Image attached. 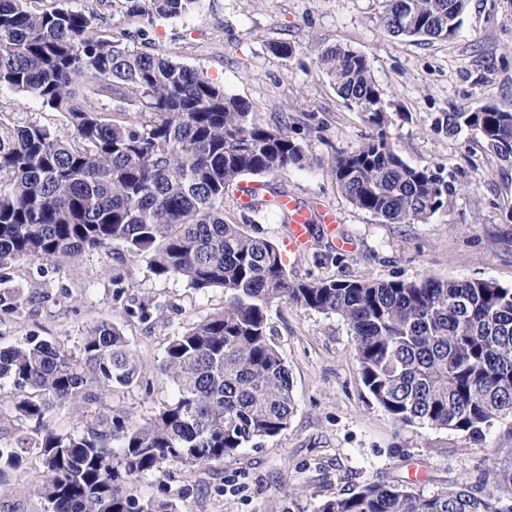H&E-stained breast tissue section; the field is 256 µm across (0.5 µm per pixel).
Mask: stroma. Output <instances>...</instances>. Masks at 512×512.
Instances as JSON below:
<instances>
[{"label": "stroma", "instance_id": "obj_1", "mask_svg": "<svg viewBox=\"0 0 512 512\" xmlns=\"http://www.w3.org/2000/svg\"><path fill=\"white\" fill-rule=\"evenodd\" d=\"M90 12L99 35L145 30L148 49L204 71L231 95L251 102L256 119L287 116L308 164L265 176L306 202L331 205L353 244L341 259L323 237L303 253L288 251V228L278 210L243 209L234 191L224 196V220L274 243L288 275L327 278L492 280L512 288V159L502 160L481 139L448 135L437 121L491 105L512 112V0H467L455 37L420 41L390 35L378 16L382 0H198L177 20L124 23L121 0H70ZM290 43L284 59L271 51ZM341 46L368 56L376 83L396 113L392 140L411 166L442 169L451 186L447 205L427 222L389 224L358 210L338 187L331 164L371 134L317 67L320 50ZM0 116L66 133L69 121L34 97L0 89ZM14 285L28 304L0 321V345L30 335L75 347L89 326L106 320L121 327L138 353L144 377L120 393H98L85 413L149 420L175 395L159 371L170 336L224 306V291L198 292L174 278H158L145 259L118 244L89 253L62 272L42 262L17 264ZM152 301L147 320L127 307ZM271 338L292 376L294 412L287 430L235 458L191 476L164 464L137 496L166 490L176 512H316L323 500L370 482L403 484L424 493L464 482L512 504V424L499 423L480 438L430 426H404L374 403L363 386L348 324L339 316L273 304ZM41 477L36 450L0 486L20 492L25 512H45L28 493Z\"/></svg>", "mask_w": 512, "mask_h": 512}]
</instances>
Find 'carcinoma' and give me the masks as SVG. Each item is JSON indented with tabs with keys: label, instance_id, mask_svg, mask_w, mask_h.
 <instances>
[{
	"label": "carcinoma",
	"instance_id": "obj_1",
	"mask_svg": "<svg viewBox=\"0 0 512 512\" xmlns=\"http://www.w3.org/2000/svg\"><path fill=\"white\" fill-rule=\"evenodd\" d=\"M28 0H0V88L35 97L67 115L61 136L38 124L0 119V319L21 312L10 270L45 261L61 272L84 254L119 243L156 277L196 291L224 289V308L168 340L162 372L176 395L144 425L101 416L67 433L48 422L55 405L76 416L94 391L120 392L142 380L121 328L101 321L76 350L29 336L0 348V402L34 425L0 448V476L38 450L43 475L33 494L45 512H175L158 496L126 494L165 463L189 472L231 459L279 436L294 411L290 370L268 336V312L285 301L343 318L362 383L404 425L482 437L512 421V288L495 281L288 278L276 246L224 221V194L243 175L307 162L288 118L255 120L252 103L203 71L161 52L101 38L91 16L58 0L32 12ZM126 18L177 19L197 0H125ZM467 0H384L380 23L394 36L447 40ZM320 64L338 95L373 133L333 161L349 202L389 224L425 222L445 207L448 182L399 155L389 134L392 102L371 61L341 47ZM503 159L512 158V113H457ZM250 209L287 192L268 188ZM317 512H512L465 483L429 495L411 486L368 483L323 501Z\"/></svg>",
	"mask_w": 512,
	"mask_h": 512
}]
</instances>
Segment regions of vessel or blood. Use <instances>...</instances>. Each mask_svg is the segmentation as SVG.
I'll list each match as a JSON object with an SVG mask.
<instances>
[{"mask_svg": "<svg viewBox=\"0 0 512 512\" xmlns=\"http://www.w3.org/2000/svg\"><path fill=\"white\" fill-rule=\"evenodd\" d=\"M279 207L288 214V249L292 252L309 249L314 227H321L331 245L339 250H351L352 244L338 228L339 219L335 209L328 205L310 207L298 198L283 196Z\"/></svg>", "mask_w": 512, "mask_h": 512, "instance_id": "1", "label": "vessel or blood"}]
</instances>
